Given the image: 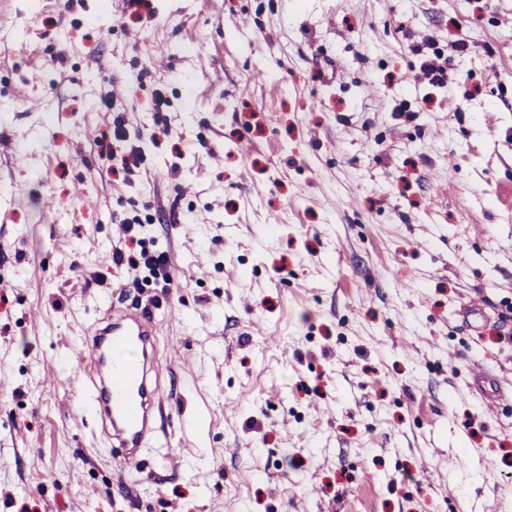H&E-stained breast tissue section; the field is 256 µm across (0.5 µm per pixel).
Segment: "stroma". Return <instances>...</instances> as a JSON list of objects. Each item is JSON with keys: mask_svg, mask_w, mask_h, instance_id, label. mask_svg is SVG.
I'll return each mask as SVG.
<instances>
[{"mask_svg": "<svg viewBox=\"0 0 512 512\" xmlns=\"http://www.w3.org/2000/svg\"><path fill=\"white\" fill-rule=\"evenodd\" d=\"M509 58L512 0H0V512H512V404L458 397L512 390ZM107 306L158 326L135 467L75 383ZM425 49H432L431 55H427ZM411 50L419 55L423 54L426 56V60L422 64L423 75L425 79H428L431 84H442L447 76V71L443 63H438L441 60V53L433 49V45L427 41L423 44L413 45ZM111 139L113 142L120 143L124 146V150L120 155L112 153L111 146L107 145L105 149H109L108 156L112 157L113 165L120 166L123 170L129 171L131 163L135 162L137 154L141 151L140 137L136 133L123 126V124H117L112 131ZM115 250V259L118 264H127L131 269L146 274L147 277H159L163 275L167 281H171L167 272L169 267V256L165 250H154L149 252L145 249Z\"/></svg>", "mask_w": 512, "mask_h": 512, "instance_id": "35a3bbf8", "label": "stroma"}]
</instances>
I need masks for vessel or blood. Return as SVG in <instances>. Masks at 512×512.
I'll return each instance as SVG.
<instances>
[{
	"instance_id": "vessel-or-blood-1",
	"label": "vessel or blood",
	"mask_w": 512,
	"mask_h": 512,
	"mask_svg": "<svg viewBox=\"0 0 512 512\" xmlns=\"http://www.w3.org/2000/svg\"><path fill=\"white\" fill-rule=\"evenodd\" d=\"M157 324L132 308L107 319L79 360V382L89 407L112 429L113 453L133 463L157 432L164 390L153 377Z\"/></svg>"
}]
</instances>
